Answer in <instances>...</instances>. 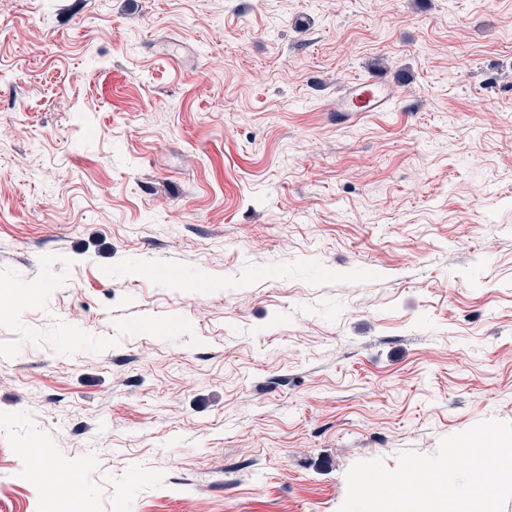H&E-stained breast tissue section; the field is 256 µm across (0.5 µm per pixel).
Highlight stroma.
I'll use <instances>...</instances> for the list:
<instances>
[{"label": "stroma", "mask_w": 512, "mask_h": 512, "mask_svg": "<svg viewBox=\"0 0 512 512\" xmlns=\"http://www.w3.org/2000/svg\"><path fill=\"white\" fill-rule=\"evenodd\" d=\"M488 419L512 0H0V512H338ZM394 96V89L384 83L382 78H358L347 83L343 93L331 101L329 107L332 112H386ZM354 99L357 108L352 110L349 103Z\"/></svg>", "instance_id": "1"}]
</instances>
